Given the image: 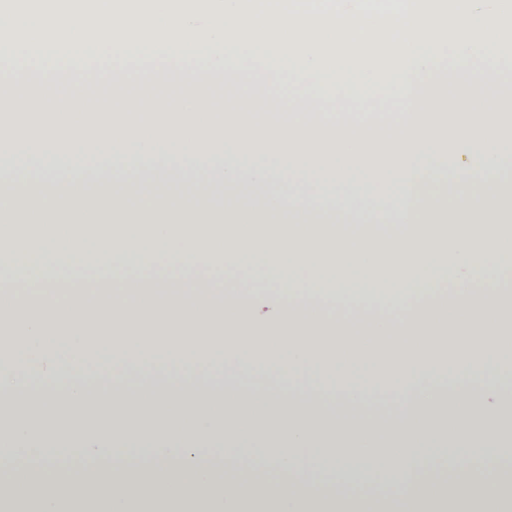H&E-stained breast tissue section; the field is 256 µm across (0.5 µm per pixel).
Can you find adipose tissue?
Returning <instances> with one entry per match:
<instances>
[{"label":"adipose tissue","mask_w":512,"mask_h":512,"mask_svg":"<svg viewBox=\"0 0 512 512\" xmlns=\"http://www.w3.org/2000/svg\"><path fill=\"white\" fill-rule=\"evenodd\" d=\"M107 166L57 163L65 143L0 145V447L38 455L27 484L0 477V512H512V475L457 470L447 482L413 476L441 449L512 447L490 365L512 359V294L493 267L512 264V152L481 146L437 164L424 149L375 155L241 144L273 155L264 169L224 162L208 141H106ZM292 161L312 171L357 162L365 181L392 178L403 205L368 231L365 198L327 213L309 181L289 210ZM152 262L148 289L92 295ZM257 268L256 284L199 282ZM265 302L271 312L259 314ZM262 341L261 351L248 344ZM448 366L482 375L481 397L432 392L437 349ZM220 373L278 372L295 390L362 401L358 376L391 370L403 411L384 432L331 423L268 395L182 383L193 363ZM160 367L172 384L132 398L89 399L75 373ZM66 374L53 390L29 369ZM112 454V472L86 470L77 492L57 484L62 449ZM307 481L287 495L264 473ZM407 482L405 492L355 497L350 488Z\"/></svg>","instance_id":"obj_1"}]
</instances>
